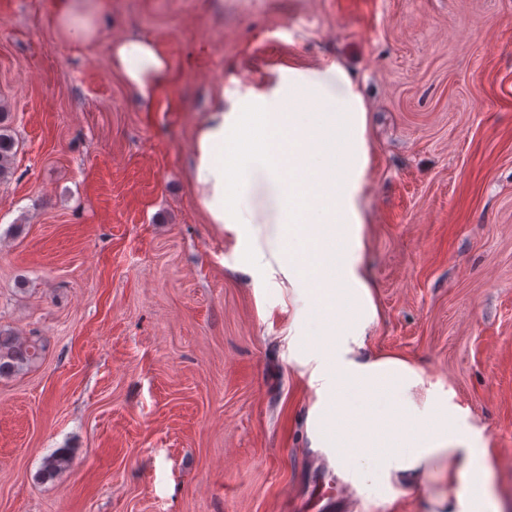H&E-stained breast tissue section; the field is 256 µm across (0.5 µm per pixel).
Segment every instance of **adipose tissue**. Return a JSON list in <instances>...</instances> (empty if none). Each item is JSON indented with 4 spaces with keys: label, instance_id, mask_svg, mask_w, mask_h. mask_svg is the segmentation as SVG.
<instances>
[{
    "label": "adipose tissue",
    "instance_id": "adipose-tissue-1",
    "mask_svg": "<svg viewBox=\"0 0 512 512\" xmlns=\"http://www.w3.org/2000/svg\"><path fill=\"white\" fill-rule=\"evenodd\" d=\"M56 24L68 39L102 34L93 0H54ZM110 60L141 99H153L170 62L156 43L125 36L109 43ZM366 105L340 65L321 73L289 71L275 98L216 105L197 132L191 176L210 223L237 224L252 179L263 176L277 203V221L306 225L310 251L322 262L301 271L291 247L282 262L317 285L323 307L322 347L333 352V384L318 390L307 432L315 449L335 461L343 477L377 488L426 486L444 474V493L431 512H502L493 488L495 463L470 424L467 410L429 395L416 404L423 371L397 355L368 351L364 329L375 319L373 292L359 271L364 218L357 207L368 162ZM355 249L339 267L324 260L330 239ZM372 449L369 472L351 460Z\"/></svg>",
    "mask_w": 512,
    "mask_h": 512
}]
</instances>
